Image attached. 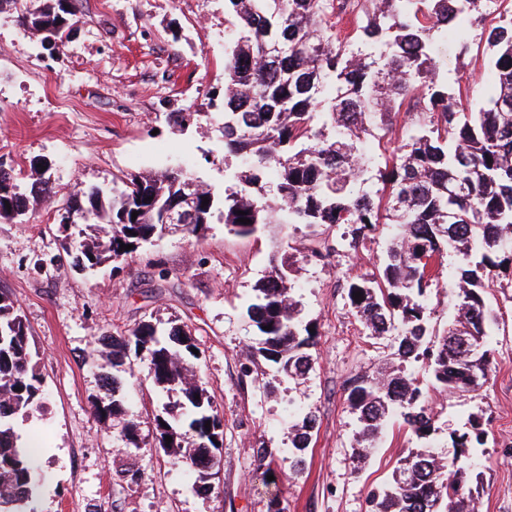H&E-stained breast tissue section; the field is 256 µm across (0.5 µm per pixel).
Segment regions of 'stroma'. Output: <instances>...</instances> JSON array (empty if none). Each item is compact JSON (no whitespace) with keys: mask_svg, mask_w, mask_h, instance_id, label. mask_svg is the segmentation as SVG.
<instances>
[{"mask_svg":"<svg viewBox=\"0 0 512 512\" xmlns=\"http://www.w3.org/2000/svg\"><path fill=\"white\" fill-rule=\"evenodd\" d=\"M43 0H19L0 14V168L28 171L46 162L62 191L96 185L111 191L123 175L184 168L216 191L232 186L240 161L225 157L223 126L210 100L224 86V48L234 28L224 0H81L78 21L62 51L43 49L15 20ZM512 15V0H493L469 48L440 44L441 70L469 81L471 101L493 90L485 75L483 27ZM187 113L183 127L168 121ZM335 250L298 262L290 277L303 321L312 324L314 368L302 384L244 373L254 330L245 313L252 289L288 249L313 245L301 224H267L249 237L221 224L205 236L183 234L138 249L120 269L81 270L60 264L65 233L54 207L30 205L24 222L0 223V290L17 300L32 331L44 378L40 408L17 416L22 443L38 442L37 512H364L369 489L391 483L400 459L416 448L453 454L452 439L480 417L479 512H512V268L501 270L488 302L498 313L491 330L494 368L474 392L427 389L434 415L429 437L402 423L388 425L364 461L352 453L358 426L348 393L355 377L376 375L387 337L368 335L352 316L343 284L375 273L389 226L351 251L343 228L327 232ZM454 256L435 266L428 304L436 330L455 314ZM159 319L187 326L199 351L196 376L224 419V446L208 492L195 473L177 466L154 441L153 417L164 396L141 362L114 372L96 340ZM123 384L124 422H99L95 405L104 377ZM316 417L302 470H294L286 422ZM271 455L259 466L260 451Z\"/></svg>","mask_w":512,"mask_h":512,"instance_id":"35a3bbf8","label":"stroma"}]
</instances>
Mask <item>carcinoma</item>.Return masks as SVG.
Listing matches in <instances>:
<instances>
[{"label": "carcinoma", "instance_id": "carcinoma-1", "mask_svg": "<svg viewBox=\"0 0 512 512\" xmlns=\"http://www.w3.org/2000/svg\"><path fill=\"white\" fill-rule=\"evenodd\" d=\"M238 27L224 52V157H241L237 190L220 195L180 171L121 179L111 192L95 185L59 195L51 177L31 166L22 185L0 169V222L28 213L29 198L57 205L60 223L79 228L82 240L64 247L72 264L93 269L119 263L158 239L163 214L192 197L184 212L188 234L204 236L215 213L241 236L264 224L349 227L350 245L394 226L378 274L347 280L352 313L372 336H395L396 369L356 377L349 402L360 429L358 445L370 448L389 418L425 439L433 414L425 405L415 363L436 390H476L492 371L488 336L496 321L486 300L496 269L512 264V19L484 30L494 94L470 108L459 87L440 75L434 52L442 34L457 40L482 22L487 0H225ZM364 9L365 25L340 38L330 18ZM78 0H47L18 15L24 31L43 40L76 23ZM415 119L400 151L378 169V187L356 188L367 159L361 151L373 126L391 125L402 107ZM278 172L272 189L267 170ZM209 200L207 206L202 201ZM137 218H132L133 212ZM246 212L250 223L238 222ZM133 245L119 250L120 245ZM456 256V316L438 334L431 330L428 296L432 267ZM289 259L253 288L246 316L257 330L255 352L293 381L313 369L310 323L288 289ZM360 292L363 300L354 299ZM271 329H265V326ZM480 346L471 355L454 339ZM112 366L128 352L142 355L154 384L167 398L154 417L155 439L177 465L198 475L206 492L214 452L224 447V423L186 357L198 355L190 331L173 325L167 337L150 321L106 337ZM95 412L99 420L124 415L121 382L105 378ZM43 377L31 347V329L17 302L0 292V512H36L37 484L31 454L19 444L13 420L38 406ZM190 421H185V417ZM210 427H205V422ZM315 417L288 427V453L302 469ZM172 437V442L165 437ZM479 420L457 436L459 454L441 462L426 448L401 459L393 483L368 491L366 512H476L472 490L475 455L485 445Z\"/></svg>", "mask_w": 512, "mask_h": 512}]
</instances>
